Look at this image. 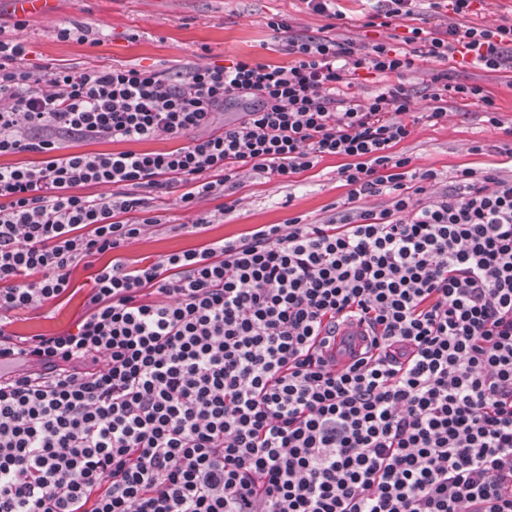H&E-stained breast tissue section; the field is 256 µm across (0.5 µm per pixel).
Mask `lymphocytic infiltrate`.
<instances>
[{
    "mask_svg": "<svg viewBox=\"0 0 512 512\" xmlns=\"http://www.w3.org/2000/svg\"><path fill=\"white\" fill-rule=\"evenodd\" d=\"M473 3L448 0L459 23L409 28L400 49L270 21L285 66L35 65L26 21L0 34V155L40 156L0 166V357L32 364L0 377V512H512V177L465 168L427 197L435 172L395 151L407 89L338 95L359 70L401 76L462 47L511 70L512 22L464 24ZM430 88L426 121L461 99L501 126L481 85L439 72ZM161 136L180 147L131 148ZM66 137L127 148L65 154ZM331 156L339 223L103 264L75 329L16 343L8 313L159 223L154 194L192 207ZM383 193L390 207L359 208ZM351 318L369 341L339 371L322 340Z\"/></svg>",
    "mask_w": 512,
    "mask_h": 512,
    "instance_id": "f902f5d3",
    "label": "lymphocytic infiltrate"
}]
</instances>
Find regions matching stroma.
I'll use <instances>...</instances> for the list:
<instances>
[{"label": "stroma", "instance_id": "1", "mask_svg": "<svg viewBox=\"0 0 512 512\" xmlns=\"http://www.w3.org/2000/svg\"><path fill=\"white\" fill-rule=\"evenodd\" d=\"M384 8V0H338L340 15L332 18L312 12L305 0H57L49 16L29 20L24 35L36 64L176 71L187 63L226 65L247 58L282 65L288 57L278 51L269 21L288 20L303 34L329 31L359 47L380 41L393 44L405 33L404 21H394L388 28L367 24L370 16ZM61 24L91 27L96 43L56 39L53 29ZM443 70L449 83L482 85L503 125H489L480 105L458 99L449 102L447 121L436 125L422 120L412 126L396 150L410 157L413 169L436 172L429 188L434 197L453 190L455 171L462 167L512 176V71H487L456 60H421L414 72L400 78L411 96L413 112L426 111L429 79ZM475 143L481 145V152H471ZM343 163L340 157L323 158L287 183L266 173H247L233 193L232 209L197 233H183L180 227L193 223L200 212L215 211L216 201L186 210L179 206L176 194L163 196L156 202L163 223L148 227L111 258L132 268L221 238H242L260 225L284 224L295 216L309 224L329 223L343 211L348 194L338 176ZM91 275V270L77 268L70 293L37 308L13 311L11 330L25 338L72 329L86 312Z\"/></svg>", "mask_w": 512, "mask_h": 512}]
</instances>
